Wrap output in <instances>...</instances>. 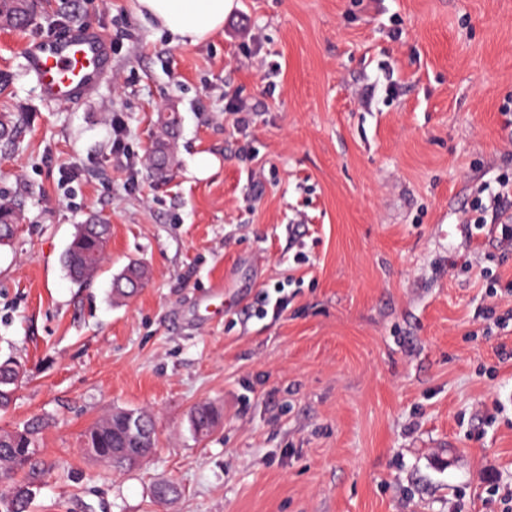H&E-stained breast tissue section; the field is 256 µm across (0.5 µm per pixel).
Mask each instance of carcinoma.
<instances>
[{
  "label": "carcinoma",
  "instance_id": "1",
  "mask_svg": "<svg viewBox=\"0 0 512 512\" xmlns=\"http://www.w3.org/2000/svg\"><path fill=\"white\" fill-rule=\"evenodd\" d=\"M33 0H0V24L16 26L31 22ZM20 208L7 198L0 197V246L13 239L20 223ZM111 236L108 224H78L65 253L64 265L70 277L79 284L93 280L105 261V256L90 263L88 256L104 249ZM25 369L21 362L6 360L0 363V410L8 407L22 383ZM135 416L145 433L130 432L129 416ZM220 414L207 404H200L190 413L194 434L206 437L219 424ZM42 423L35 421L12 431H0V512H30L34 488L50 470L39 453ZM85 447L95 449L92 458L121 471L131 468V461H142L155 448L154 418L139 409H118L99 420L85 434Z\"/></svg>",
  "mask_w": 512,
  "mask_h": 512
}]
</instances>
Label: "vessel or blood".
<instances>
[{
	"instance_id": "vessel-or-blood-1",
	"label": "vessel or blood",
	"mask_w": 512,
	"mask_h": 512,
	"mask_svg": "<svg viewBox=\"0 0 512 512\" xmlns=\"http://www.w3.org/2000/svg\"><path fill=\"white\" fill-rule=\"evenodd\" d=\"M23 58L43 98L61 106L89 97L112 69L109 44L93 26L28 41Z\"/></svg>"
}]
</instances>
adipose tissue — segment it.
<instances>
[{
  "label": "adipose tissue",
  "mask_w": 512,
  "mask_h": 512,
  "mask_svg": "<svg viewBox=\"0 0 512 512\" xmlns=\"http://www.w3.org/2000/svg\"><path fill=\"white\" fill-rule=\"evenodd\" d=\"M234 0H136L140 16L180 43L209 40L224 27Z\"/></svg>",
  "instance_id": "1"
}]
</instances>
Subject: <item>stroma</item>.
I'll return each mask as SVG.
<instances>
[{"label":"stroma","mask_w":512,"mask_h":512,"mask_svg":"<svg viewBox=\"0 0 512 512\" xmlns=\"http://www.w3.org/2000/svg\"><path fill=\"white\" fill-rule=\"evenodd\" d=\"M134 4L36 0L0 30V106L20 119L0 194L23 214L0 247V361L26 368L0 429L42 420L41 456L64 466L32 512H502L512 323L488 331L474 311L512 310V248L458 226L512 171V0H235L199 45ZM80 25L102 29L112 73L46 105L23 47ZM201 152L219 162L205 179ZM95 217L107 260L80 285L62 259ZM133 262L148 278L114 301ZM279 290L287 308L265 312ZM202 403L222 420L200 438ZM116 408L155 418L153 454L124 473L83 448ZM161 481L178 497L156 502ZM112 157L113 160L127 159L129 152L128 129L123 113L116 112L112 115Z\"/></svg>","instance_id":"stroma-1"}]
</instances>
